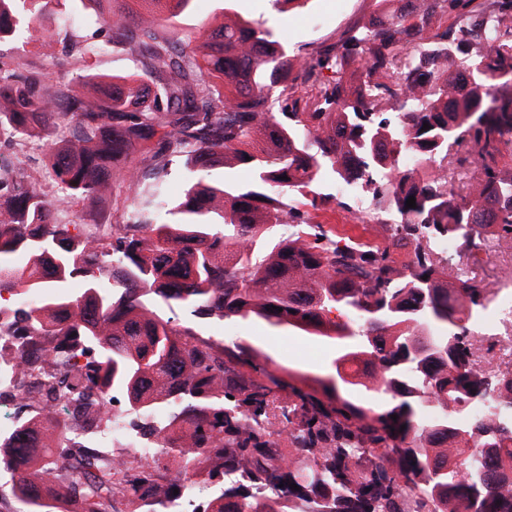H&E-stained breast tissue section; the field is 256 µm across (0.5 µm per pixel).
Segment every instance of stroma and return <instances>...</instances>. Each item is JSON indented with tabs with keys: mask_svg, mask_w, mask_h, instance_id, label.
<instances>
[{
	"mask_svg": "<svg viewBox=\"0 0 512 512\" xmlns=\"http://www.w3.org/2000/svg\"><path fill=\"white\" fill-rule=\"evenodd\" d=\"M231 7L240 18L263 23L272 29L290 54L313 59L331 52L336 41L355 25L378 16L387 9L386 0H291L285 7H276L273 0H232ZM64 8L45 20L53 32L51 45L26 41L22 37L0 43V61L25 62L46 72L49 83H69L80 94H87L94 77L109 78L139 73V50L136 45L114 47L91 57L85 66L66 63L64 38L69 30ZM220 0H192L191 7L171 25L179 39L198 43L206 30L224 23ZM102 21L93 11L80 15L72 32L79 41L95 44L101 41ZM313 222L331 228L343 237L383 242L385 228L370 217L365 202L352 201L350 209L330 205L312 211ZM468 277L499 296L502 303L512 305V294L503 292L502 281L512 271V243H491L480 262L465 264ZM203 337L234 343L250 349L268 371L295 382L315 384L334 381L337 376L334 359L336 346L332 340L310 336L292 328H274L257 320L225 322L219 319H197L192 322Z\"/></svg>",
	"mask_w": 512,
	"mask_h": 512,
	"instance_id": "35a3bbf8",
	"label": "stroma"
}]
</instances>
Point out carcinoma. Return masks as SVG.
<instances>
[{"mask_svg": "<svg viewBox=\"0 0 512 512\" xmlns=\"http://www.w3.org/2000/svg\"><path fill=\"white\" fill-rule=\"evenodd\" d=\"M71 2L94 4L106 32L93 48L72 41L77 59L134 40L142 76L100 81L87 100L0 63V135L41 140L60 190L50 199L21 164H0V296L32 299L0 305L23 336L0 370L47 376L77 347L87 357L60 394L83 401L81 415L51 405L0 438V467L33 512H49L65 483L81 512H144L177 488L156 485L162 470L214 490L200 512H512V368L473 367L470 320L489 294L430 247L453 238L477 262L490 242L512 241V0H423L417 15L356 26L306 64L251 20L192 47L119 0ZM143 2L170 20L191 0ZM50 3L0 0V42H50ZM444 14L463 23L432 32ZM296 72L314 94L295 95ZM60 125L73 139L56 148ZM143 146L141 164L118 167ZM179 159L191 177L169 200L161 177ZM240 165L254 172L249 187L206 175ZM327 169L370 212L393 215L385 243L340 237L289 204L330 203L316 191ZM114 180L132 191L114 242L60 218L106 204ZM280 224L290 232L275 234ZM162 303L332 339L338 379L359 384L347 366L371 362L391 399L356 405L324 382L285 393L247 348L178 326ZM124 414L146 418L159 455L131 449L115 467L76 470L79 433Z\"/></svg>", "mask_w": 512, "mask_h": 512, "instance_id": "carcinoma-1", "label": "carcinoma"}]
</instances>
